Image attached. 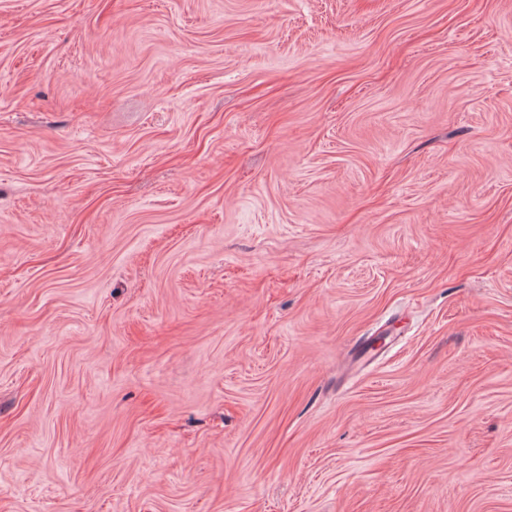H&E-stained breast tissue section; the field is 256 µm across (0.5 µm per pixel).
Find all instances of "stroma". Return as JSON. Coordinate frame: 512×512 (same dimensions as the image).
Returning <instances> with one entry per match:
<instances>
[{"mask_svg": "<svg viewBox=\"0 0 512 512\" xmlns=\"http://www.w3.org/2000/svg\"><path fill=\"white\" fill-rule=\"evenodd\" d=\"M0 512H512V0H0Z\"/></svg>", "mask_w": 512, "mask_h": 512, "instance_id": "obj_1", "label": "stroma"}]
</instances>
